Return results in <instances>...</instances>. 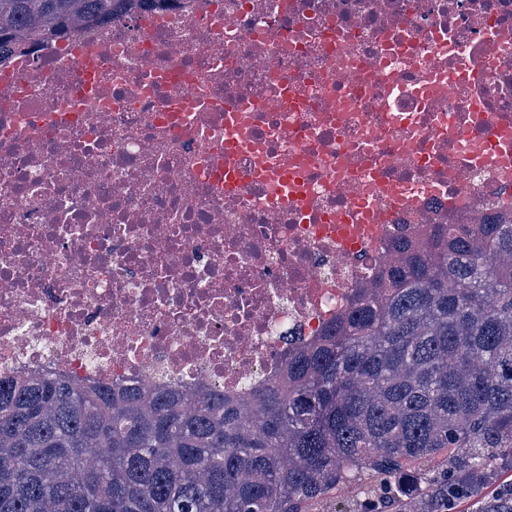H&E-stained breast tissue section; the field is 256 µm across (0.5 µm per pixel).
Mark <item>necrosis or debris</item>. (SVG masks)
Returning a JSON list of instances; mask_svg holds the SVG:
<instances>
[{
  "mask_svg": "<svg viewBox=\"0 0 512 512\" xmlns=\"http://www.w3.org/2000/svg\"><path fill=\"white\" fill-rule=\"evenodd\" d=\"M511 210L512 0H157L27 41L0 58V377L232 398L393 240Z\"/></svg>",
  "mask_w": 512,
  "mask_h": 512,
  "instance_id": "1",
  "label": "necrosis or debris"
}]
</instances>
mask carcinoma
<instances>
[{"label":"carcinoma","instance_id":"1","mask_svg":"<svg viewBox=\"0 0 512 512\" xmlns=\"http://www.w3.org/2000/svg\"><path fill=\"white\" fill-rule=\"evenodd\" d=\"M126 0H0V51ZM347 314L229 400L216 389L0 379V512H512V212L398 241ZM425 481L397 484L414 463ZM369 485H364L365 480Z\"/></svg>","mask_w":512,"mask_h":512}]
</instances>
